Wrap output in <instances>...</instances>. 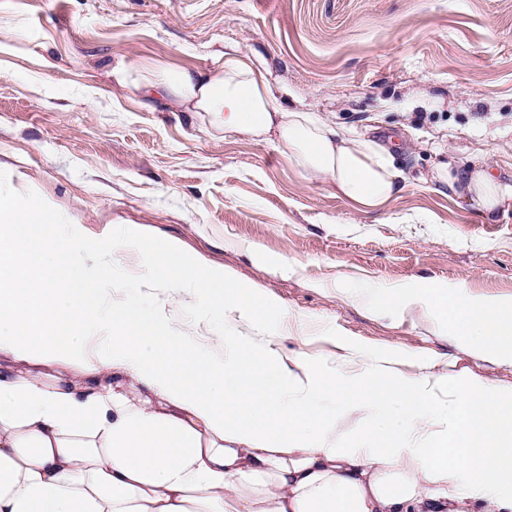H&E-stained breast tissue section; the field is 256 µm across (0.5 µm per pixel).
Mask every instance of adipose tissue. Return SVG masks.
<instances>
[{"label": "adipose tissue", "instance_id": "adipose-tissue-1", "mask_svg": "<svg viewBox=\"0 0 512 512\" xmlns=\"http://www.w3.org/2000/svg\"><path fill=\"white\" fill-rule=\"evenodd\" d=\"M112 76L205 113L208 133L276 144L358 211L406 187L389 148L285 107L258 53L231 47L210 71L121 60ZM433 180L487 218L512 202V184L478 164ZM59 221L0 192V512H512V411L495 387L450 383L443 430L429 390L390 360L326 380L305 358L286 366L253 323L255 290L218 269L199 278L174 243L143 255L165 304L125 296L104 329L96 282L115 271L82 276L69 238L39 230ZM202 287L218 293V327L187 320ZM425 294L455 335L512 352L511 309ZM257 373L259 392L245 384ZM389 420L398 436L383 448Z\"/></svg>", "mask_w": 512, "mask_h": 512}]
</instances>
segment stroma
I'll use <instances>...</instances> for the list:
<instances>
[{
	"label": "stroma",
	"instance_id": "1",
	"mask_svg": "<svg viewBox=\"0 0 512 512\" xmlns=\"http://www.w3.org/2000/svg\"><path fill=\"white\" fill-rule=\"evenodd\" d=\"M228 44L264 57L288 106L393 145L410 186L357 212L275 144L208 135L202 113L112 77L121 58L213 69ZM475 163L512 181V0H0V188L62 217L85 274L108 257L139 284L147 267L113 237L177 241L274 301L259 320L321 377L389 356L446 414L450 380L512 393V359L453 334L423 292L512 303V208L488 220L426 184ZM366 286L404 294L370 308L342 294Z\"/></svg>",
	"mask_w": 512,
	"mask_h": 512
}]
</instances>
